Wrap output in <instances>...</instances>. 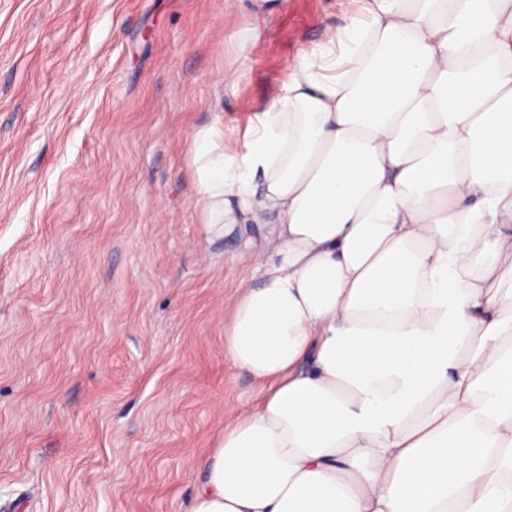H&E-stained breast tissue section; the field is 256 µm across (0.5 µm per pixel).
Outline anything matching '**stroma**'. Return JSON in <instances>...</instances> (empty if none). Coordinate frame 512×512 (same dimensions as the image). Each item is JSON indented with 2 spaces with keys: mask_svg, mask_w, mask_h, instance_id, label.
<instances>
[{
  "mask_svg": "<svg viewBox=\"0 0 512 512\" xmlns=\"http://www.w3.org/2000/svg\"><path fill=\"white\" fill-rule=\"evenodd\" d=\"M351 9L0 0V512H184L259 399L224 356L259 229L207 238L188 137L236 135Z\"/></svg>",
  "mask_w": 512,
  "mask_h": 512,
  "instance_id": "35a3bbf8",
  "label": "stroma"
}]
</instances>
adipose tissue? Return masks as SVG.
Listing matches in <instances>:
<instances>
[{"mask_svg":"<svg viewBox=\"0 0 512 512\" xmlns=\"http://www.w3.org/2000/svg\"><path fill=\"white\" fill-rule=\"evenodd\" d=\"M356 2L188 140L205 234L262 231L224 324L262 398L187 512H512V0Z\"/></svg>","mask_w":512,"mask_h":512,"instance_id":"1","label":"adipose tissue"}]
</instances>
